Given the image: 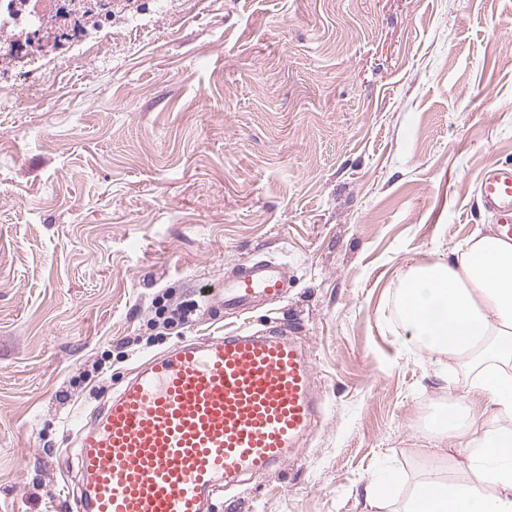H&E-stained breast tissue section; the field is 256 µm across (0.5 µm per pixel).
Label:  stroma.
I'll return each mask as SVG.
<instances>
[{
  "instance_id": "35a3bbf8",
  "label": "stroma",
  "mask_w": 512,
  "mask_h": 512,
  "mask_svg": "<svg viewBox=\"0 0 512 512\" xmlns=\"http://www.w3.org/2000/svg\"><path fill=\"white\" fill-rule=\"evenodd\" d=\"M142 21L43 56L53 99L0 86V512H71L79 428L149 357L292 324L317 422L215 512H368L462 474L433 415L473 374L406 349L415 265L494 227L481 172L512 165V0H140ZM283 264L236 317L205 291ZM196 304L173 329L156 302ZM447 379H440V372ZM38 89L32 92L22 93L18 95L15 88L9 89L13 94L15 106L18 109L27 110L30 107H37L41 102L50 98L52 87L46 82L44 84H36Z\"/></svg>"
}]
</instances>
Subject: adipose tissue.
<instances>
[{
	"mask_svg": "<svg viewBox=\"0 0 512 512\" xmlns=\"http://www.w3.org/2000/svg\"><path fill=\"white\" fill-rule=\"evenodd\" d=\"M398 310L419 347L475 369L468 392L491 413L452 405L432 418L431 439L455 440L467 475L414 482L397 512H512V244L479 234L414 267Z\"/></svg>",
	"mask_w": 512,
	"mask_h": 512,
	"instance_id": "ef3b65f1",
	"label": "adipose tissue"
}]
</instances>
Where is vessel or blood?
<instances>
[{
	"label": "vessel or blood",
	"mask_w": 512,
	"mask_h": 512,
	"mask_svg": "<svg viewBox=\"0 0 512 512\" xmlns=\"http://www.w3.org/2000/svg\"><path fill=\"white\" fill-rule=\"evenodd\" d=\"M512 243V167L481 180ZM281 265L235 264L219 302L243 312L282 298ZM318 415L313 368L287 328L193 339L152 357L78 439L75 512H207L216 493L283 462Z\"/></svg>",
	"instance_id": "b4317fda"
}]
</instances>
